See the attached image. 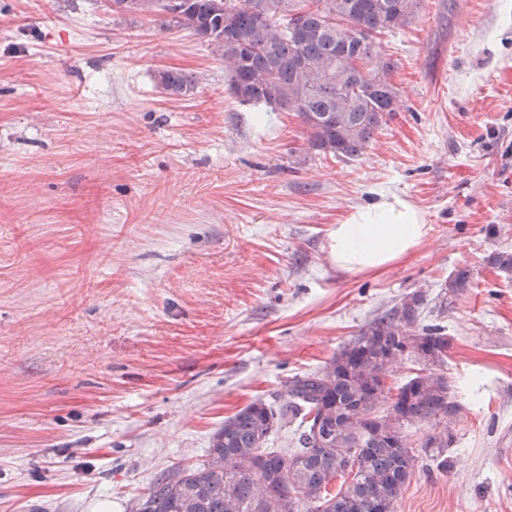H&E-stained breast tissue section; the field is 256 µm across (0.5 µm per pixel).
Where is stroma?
Returning <instances> with one entry per match:
<instances>
[{"label": "stroma", "instance_id": "1", "mask_svg": "<svg viewBox=\"0 0 512 512\" xmlns=\"http://www.w3.org/2000/svg\"><path fill=\"white\" fill-rule=\"evenodd\" d=\"M393 112L355 159L243 104L188 31L106 0H0V512H133L225 419L281 408L376 316L423 291L463 408L395 512H512V0H420L379 41ZM201 76L189 95L154 73ZM389 190L429 233L377 273L330 233ZM470 285L434 304L460 269Z\"/></svg>", "mask_w": 512, "mask_h": 512}]
</instances>
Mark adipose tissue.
Masks as SVG:
<instances>
[{"mask_svg": "<svg viewBox=\"0 0 512 512\" xmlns=\"http://www.w3.org/2000/svg\"><path fill=\"white\" fill-rule=\"evenodd\" d=\"M428 233L422 212L391 193L355 209L330 234L337 270L372 273L407 258Z\"/></svg>", "mask_w": 512, "mask_h": 512, "instance_id": "ef3b65f1", "label": "adipose tissue"}]
</instances>
